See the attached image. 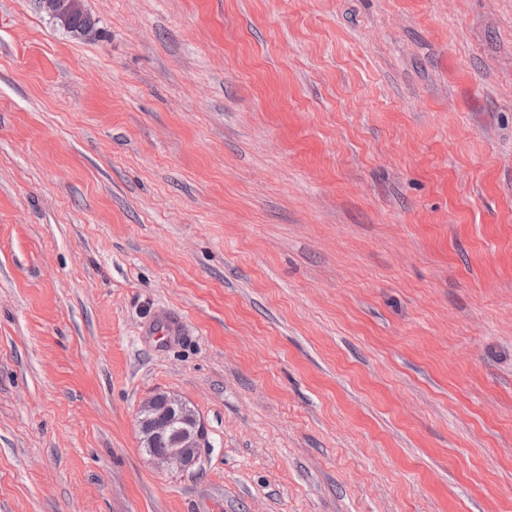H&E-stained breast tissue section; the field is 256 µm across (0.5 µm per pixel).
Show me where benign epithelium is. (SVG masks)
Returning <instances> with one entry per match:
<instances>
[{
    "label": "benign epithelium",
    "instance_id": "obj_1",
    "mask_svg": "<svg viewBox=\"0 0 512 512\" xmlns=\"http://www.w3.org/2000/svg\"><path fill=\"white\" fill-rule=\"evenodd\" d=\"M80 0H39L40 8L57 19L77 8ZM141 447L161 468L188 471L209 446L208 429L194 407L170 393L148 397L139 408Z\"/></svg>",
    "mask_w": 512,
    "mask_h": 512
}]
</instances>
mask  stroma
Listing matches in <instances>:
<instances>
[{
	"label": "stroma",
	"instance_id": "35a3bbf8",
	"mask_svg": "<svg viewBox=\"0 0 512 512\" xmlns=\"http://www.w3.org/2000/svg\"><path fill=\"white\" fill-rule=\"evenodd\" d=\"M84 6L0 0V512H512V0ZM138 426L141 447L161 468L191 470L198 463L201 448L209 446L204 420L174 394L158 393L144 400Z\"/></svg>",
	"mask_w": 512,
	"mask_h": 512
}]
</instances>
